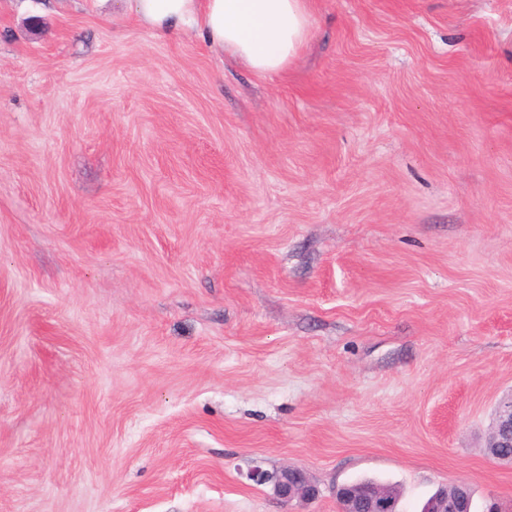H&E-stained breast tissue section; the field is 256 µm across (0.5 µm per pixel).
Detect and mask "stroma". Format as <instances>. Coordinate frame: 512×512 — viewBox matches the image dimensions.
I'll list each match as a JSON object with an SVG mask.
<instances>
[{
    "label": "stroma",
    "mask_w": 512,
    "mask_h": 512,
    "mask_svg": "<svg viewBox=\"0 0 512 512\" xmlns=\"http://www.w3.org/2000/svg\"><path fill=\"white\" fill-rule=\"evenodd\" d=\"M511 392L512 0H312L271 77L0 0V512H512ZM486 448L498 462L512 463V452L502 450L512 448V394L503 397L497 405ZM248 476L256 482H273L278 496L286 502L296 498L311 499L318 495V489L309 482L307 476L294 468H283L272 473L253 469ZM341 512H396L397 497L388 489L351 484L339 488ZM446 491H439L428 502L425 512H471L468 508L469 493L465 488L448 497Z\"/></svg>",
    "instance_id": "1"
}]
</instances>
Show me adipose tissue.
Instances as JSON below:
<instances>
[{
	"label": "adipose tissue",
	"instance_id": "adipose-tissue-1",
	"mask_svg": "<svg viewBox=\"0 0 512 512\" xmlns=\"http://www.w3.org/2000/svg\"><path fill=\"white\" fill-rule=\"evenodd\" d=\"M133 8L156 32L197 30L265 76L284 71L311 35L310 0H133Z\"/></svg>",
	"mask_w": 512,
	"mask_h": 512
}]
</instances>
